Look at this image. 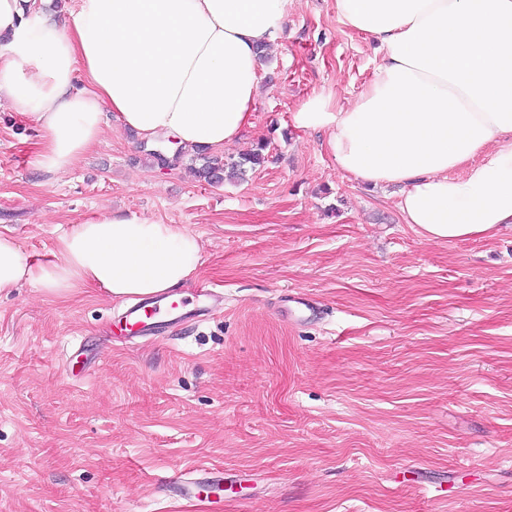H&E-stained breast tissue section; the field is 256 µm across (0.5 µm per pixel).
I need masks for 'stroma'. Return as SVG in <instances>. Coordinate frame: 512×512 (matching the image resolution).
I'll use <instances>...</instances> for the list:
<instances>
[{
    "instance_id": "obj_1",
    "label": "stroma",
    "mask_w": 512,
    "mask_h": 512,
    "mask_svg": "<svg viewBox=\"0 0 512 512\" xmlns=\"http://www.w3.org/2000/svg\"><path fill=\"white\" fill-rule=\"evenodd\" d=\"M380 60L334 0H293L238 159L159 166L107 114L68 173L0 112V234L34 260L72 224L135 213L197 235L191 288L219 303L150 340L107 336L121 301L0 294V512H512V229L430 242L396 188L341 173L294 115L343 105ZM314 303L298 312V299ZM220 492L199 497L191 472ZM266 149V144L261 143L256 149L240 157L238 161L225 163L219 158L201 156L200 160L203 161L198 168L197 173L203 177L208 183L220 185L226 180L241 179L246 172L247 166L251 169L260 166L265 162V155L263 151Z\"/></svg>"
}]
</instances>
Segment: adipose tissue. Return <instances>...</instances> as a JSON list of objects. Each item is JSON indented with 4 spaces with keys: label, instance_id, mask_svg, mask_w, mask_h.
Masks as SVG:
<instances>
[{
    "label": "adipose tissue",
    "instance_id": "1",
    "mask_svg": "<svg viewBox=\"0 0 512 512\" xmlns=\"http://www.w3.org/2000/svg\"><path fill=\"white\" fill-rule=\"evenodd\" d=\"M380 52L347 104L295 114L326 134L337 168L396 186L403 223L436 242L512 228V0H335ZM292 0H0V112L42 133L37 169L73 168L116 113L140 139L216 152L250 124L258 47L282 36ZM198 237L135 215L74 224L52 259L0 235V294L29 283L149 298L182 285Z\"/></svg>",
    "mask_w": 512,
    "mask_h": 512
}]
</instances>
